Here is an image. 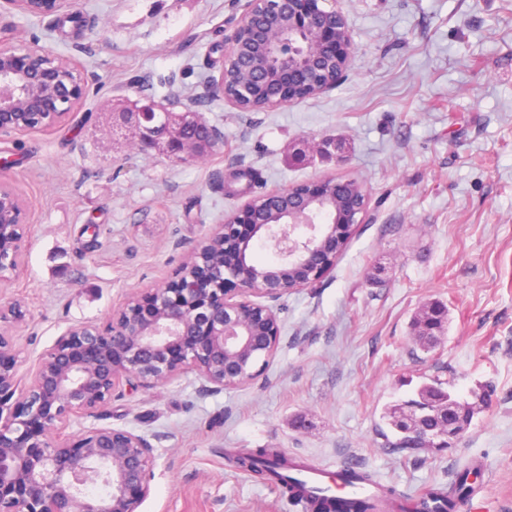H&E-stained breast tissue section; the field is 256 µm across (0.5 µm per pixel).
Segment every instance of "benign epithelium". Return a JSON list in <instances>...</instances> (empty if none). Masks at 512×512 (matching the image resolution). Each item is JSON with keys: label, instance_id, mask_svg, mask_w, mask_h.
<instances>
[{"label": "benign epithelium", "instance_id": "obj_1", "mask_svg": "<svg viewBox=\"0 0 512 512\" xmlns=\"http://www.w3.org/2000/svg\"><path fill=\"white\" fill-rule=\"evenodd\" d=\"M72 0H0V14L36 18L71 10ZM354 42L336 0H248L247 10L224 37L220 74L207 93L240 112L228 87L272 85L275 106L315 97L334 88L350 67ZM86 96L81 68L37 45L0 39V137L51 129ZM167 112L148 102L138 116L118 125L145 153L176 163L200 157L204 141L187 131L200 113ZM368 208V194L355 179L336 176L292 185L252 199L214 226L187 250L188 269L125 303L102 324L74 327L40 358L32 378L18 374L10 322L24 317L18 302L0 305V512H139L150 494L156 458L144 436L112 425H96L65 437L75 419H103L114 393L125 387L149 390L193 372L206 392L247 385L260 376L280 339L271 306L276 299L329 275L327 258L352 237ZM24 199L0 174V282L16 272L25 246ZM273 242L278 260H250L254 238ZM230 240L232 263L211 258L215 240ZM436 425L405 417L404 432L441 446L454 445L448 402L435 404ZM101 485L102 495L89 488Z\"/></svg>", "mask_w": 512, "mask_h": 512}]
</instances>
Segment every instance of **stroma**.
Returning a JSON list of instances; mask_svg holds the SVG:
<instances>
[{"instance_id":"35a3bbf8","label":"stroma","mask_w":512,"mask_h":512,"mask_svg":"<svg viewBox=\"0 0 512 512\" xmlns=\"http://www.w3.org/2000/svg\"><path fill=\"white\" fill-rule=\"evenodd\" d=\"M247 0H75L91 26L8 16L16 42L77 61L88 85L56 128L0 140L27 203L19 269L18 366L30 375L68 328L102 323L161 285L187 244L267 190L339 175L363 183L368 212L328 277L272 301L278 348L253 383L204 393L195 374L114 394L105 423L144 435L156 464L140 512H297L287 495L227 465L226 449L277 448L330 469L354 461L398 494L451 488L479 462L493 512H512V0H340L355 44L345 80L300 102L241 112L205 92ZM191 107L224 133L205 162L103 153V99ZM333 138L343 162L291 160ZM448 308L431 348L410 321ZM458 401L491 398L444 451L388 446L382 414L431 379Z\"/></svg>"}]
</instances>
